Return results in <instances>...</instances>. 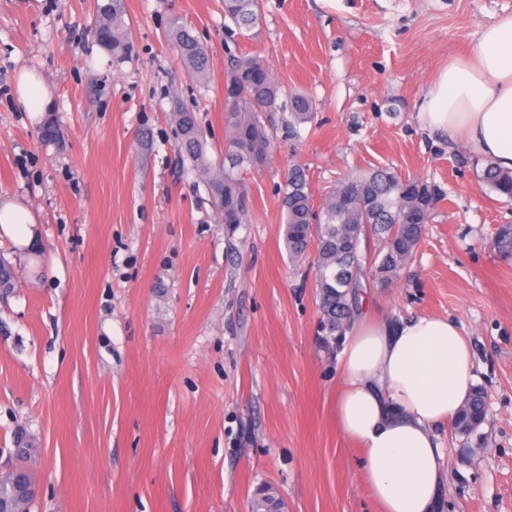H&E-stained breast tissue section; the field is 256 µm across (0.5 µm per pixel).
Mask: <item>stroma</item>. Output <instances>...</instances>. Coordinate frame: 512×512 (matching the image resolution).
Masks as SVG:
<instances>
[{
  "label": "stroma",
  "instance_id": "obj_1",
  "mask_svg": "<svg viewBox=\"0 0 512 512\" xmlns=\"http://www.w3.org/2000/svg\"><path fill=\"white\" fill-rule=\"evenodd\" d=\"M123 4L134 50L116 64L93 37L96 0H0V195L38 233L29 247L0 231L15 272L0 296V475L21 430L31 512H251L261 487L288 512H378L336 426L341 346L322 345L278 192L293 163L318 202L382 167L444 198L365 306L456 321L486 401L483 442L440 433L438 512H512V203L481 182L486 158L418 119L434 76L512 0H260L246 38L225 30L222 0ZM175 20L210 49L207 92L170 46ZM243 52L307 93L317 124L293 138L265 113L275 148L245 173L247 222L230 234L170 114L197 112L223 156L224 71ZM24 71L49 89L48 113L20 107ZM48 117L58 140L40 137Z\"/></svg>",
  "mask_w": 512,
  "mask_h": 512
}]
</instances>
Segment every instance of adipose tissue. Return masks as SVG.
<instances>
[{"label": "adipose tissue", "instance_id": "ef3b65f1", "mask_svg": "<svg viewBox=\"0 0 512 512\" xmlns=\"http://www.w3.org/2000/svg\"><path fill=\"white\" fill-rule=\"evenodd\" d=\"M419 116L512 171V16L482 29L476 56L439 71ZM339 364L338 427L361 450V473L380 512H435L448 480L437 431L474 380L467 337L445 317L391 320L358 311Z\"/></svg>", "mask_w": 512, "mask_h": 512}]
</instances>
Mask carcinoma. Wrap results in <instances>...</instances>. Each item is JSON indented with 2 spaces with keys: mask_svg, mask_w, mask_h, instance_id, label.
Instances as JSON below:
<instances>
[{
  "mask_svg": "<svg viewBox=\"0 0 512 512\" xmlns=\"http://www.w3.org/2000/svg\"><path fill=\"white\" fill-rule=\"evenodd\" d=\"M224 18L228 20L224 28L230 32L242 35L252 31L260 20L259 0H224ZM94 31L97 42L112 52L114 61L128 58L133 44L122 0H107L97 6ZM170 43L189 77L206 86L208 46L191 27L177 22L170 31ZM224 82L236 89L226 99L224 161L209 158L206 133L196 112L179 108L171 113V120L178 134L180 158L206 184L212 205L232 234L246 221L241 175L264 163L273 147V134L263 121V113L288 112L285 130L297 138L300 127L313 123L315 115L303 94L291 92L287 101H279L281 85L271 66L257 54L232 59ZM480 179L506 201H512V171L500 170L489 162ZM441 200L442 194L426 181L404 179L389 169L377 168L337 182L316 207L305 169L298 164L288 167L281 195L284 246L291 262L305 263L314 271L324 345L343 335L366 273L387 281L409 263L425 224ZM485 420L484 393L476 389L458 410L452 429L470 438L478 435ZM278 507V499L262 489L252 512H275Z\"/></svg>",
  "mask_w": 512,
  "mask_h": 512,
  "instance_id": "1",
  "label": "carcinoma"
}]
</instances>
